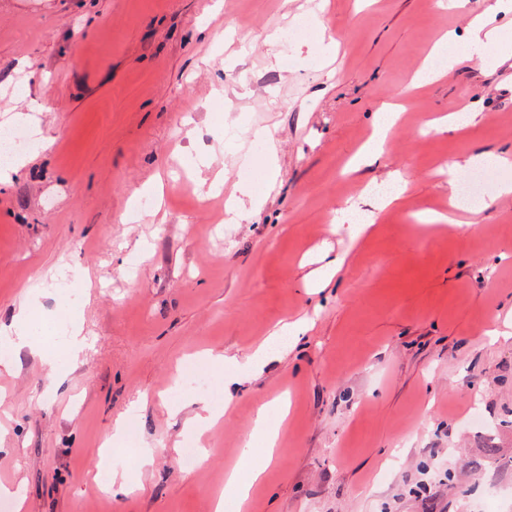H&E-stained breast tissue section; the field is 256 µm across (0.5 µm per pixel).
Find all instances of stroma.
I'll use <instances>...</instances> for the list:
<instances>
[{
	"label": "stroma",
	"instance_id": "1",
	"mask_svg": "<svg viewBox=\"0 0 512 512\" xmlns=\"http://www.w3.org/2000/svg\"><path fill=\"white\" fill-rule=\"evenodd\" d=\"M214 2L0 0V128L25 113L41 142L0 184V326L30 297L55 322L54 283L72 270L88 342L74 363L23 350L0 369L10 512H211L218 498L231 512H478L491 487L512 512V339L487 335L512 307V196L488 183L465 232L419 224L448 207V161L512 151V58L490 69L452 45L442 79L399 94L494 0ZM302 20L299 41L268 40ZM396 100L385 157L352 171L376 108ZM467 107L466 130L427 131ZM397 172L411 190L384 205L371 189ZM157 177L160 210L136 212ZM236 198L253 208L232 224ZM352 207L376 215L368 232L345 224ZM303 316L309 329L231 396L240 368L204 366L223 417L193 429L207 398L174 393L181 369L245 356ZM284 392L276 456L240 508L224 473L242 451L264 458L254 418ZM129 415L153 462L119 463L134 488L116 494L98 461L127 447L112 427ZM189 448L203 458L187 473Z\"/></svg>",
	"mask_w": 512,
	"mask_h": 512
}]
</instances>
